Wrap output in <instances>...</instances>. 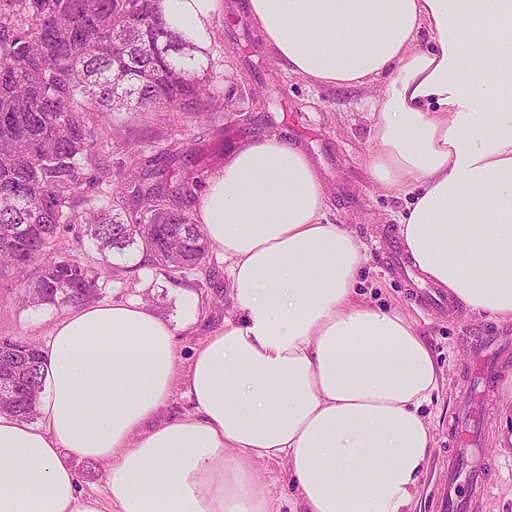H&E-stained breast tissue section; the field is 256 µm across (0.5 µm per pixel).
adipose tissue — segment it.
<instances>
[{
	"label": "adipose tissue",
	"instance_id": "1",
	"mask_svg": "<svg viewBox=\"0 0 512 512\" xmlns=\"http://www.w3.org/2000/svg\"><path fill=\"white\" fill-rule=\"evenodd\" d=\"M289 73L377 86L370 170L423 279L512 321V0H246ZM224 0H163L203 58ZM470 79H462V70ZM270 137L215 171L196 209L229 261L234 316L177 372L178 328L138 298L85 305L42 348L38 420L0 414V512H273L283 460L304 512H407L433 446L440 371L410 321L362 302L364 244ZM193 411L161 420L174 386ZM109 467L106 493L74 464ZM256 468L261 478L268 485L273 500L277 503L278 499L288 494L290 489L288 483L287 466L284 462L278 460H260L256 463Z\"/></svg>",
	"mask_w": 512,
	"mask_h": 512
}]
</instances>
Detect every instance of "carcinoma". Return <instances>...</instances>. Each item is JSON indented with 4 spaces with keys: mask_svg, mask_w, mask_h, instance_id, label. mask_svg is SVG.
Wrapping results in <instances>:
<instances>
[{
    "mask_svg": "<svg viewBox=\"0 0 512 512\" xmlns=\"http://www.w3.org/2000/svg\"><path fill=\"white\" fill-rule=\"evenodd\" d=\"M161 2L0 0V275L22 278L42 261L29 307L97 297L128 248L173 281L208 257L189 212L203 183L198 149L158 142L148 156L133 143L118 181L99 154L115 111L224 108ZM78 226L100 255L96 269L64 256ZM41 364L38 344L0 336V412L37 416Z\"/></svg>",
    "mask_w": 512,
    "mask_h": 512,
    "instance_id": "cac0c4a2",
    "label": "carcinoma"
}]
</instances>
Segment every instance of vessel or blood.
I'll list each match as a JSON object with an SVG mask.
<instances>
[{"mask_svg": "<svg viewBox=\"0 0 512 512\" xmlns=\"http://www.w3.org/2000/svg\"><path fill=\"white\" fill-rule=\"evenodd\" d=\"M501 336H477L470 342L473 361L474 399L466 400L462 412L452 426L451 466L443 503L455 504L459 512H478L481 501L488 495L485 480V450L475 430L484 399L493 383L495 361L503 344Z\"/></svg>", "mask_w": 512, "mask_h": 512, "instance_id": "obj_1", "label": "vessel or blood"}]
</instances>
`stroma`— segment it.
I'll use <instances>...</instances> for the list:
<instances>
[{
  "instance_id": "obj_1",
  "label": "stroma",
  "mask_w": 512,
  "mask_h": 512,
  "mask_svg": "<svg viewBox=\"0 0 512 512\" xmlns=\"http://www.w3.org/2000/svg\"><path fill=\"white\" fill-rule=\"evenodd\" d=\"M244 0H224V11L214 21V37L203 60L214 75L212 90L225 108L198 116L191 111L116 112L112 122L122 138L105 136L100 152L112 176L129 166V143L150 145L156 132L174 143H195L210 158L207 173H214L242 144L275 136L303 150L328 187L327 217L343 224L368 247L358 280L361 300L403 313L427 342L443 372V384L423 409L434 438L427 467L411 505L412 512H434L446 475L449 429L468 386L472 337L503 332L512 335V321L477 315L455 304L447 309L422 308L415 291L424 287L420 275L404 277L392 269L388 256L400 234L394 215L404 201L397 190L375 183L369 163L374 148L370 117L376 88H335L316 85L294 76L279 64L260 39L245 40L242 27L249 18ZM117 273L102 289V303L141 297L158 316L179 323L178 370H185L192 350L207 336L220 332L233 316L228 287L229 264L219 249L184 280L174 282L132 250L114 256ZM23 281L0 277V336L45 342L67 308L33 310L23 306ZM196 296V316L182 325L187 296ZM486 458L489 495L483 512H512V355L497 374V386L480 425Z\"/></svg>"
}]
</instances>
